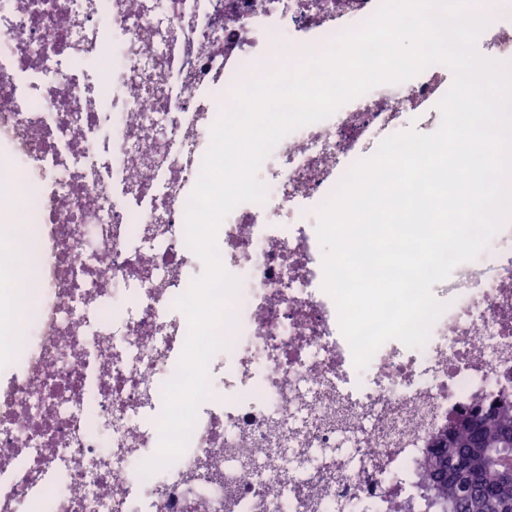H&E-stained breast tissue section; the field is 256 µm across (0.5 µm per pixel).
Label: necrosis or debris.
<instances>
[{
	"label": "necrosis or debris",
	"instance_id": "necrosis-or-debris-1",
	"mask_svg": "<svg viewBox=\"0 0 512 512\" xmlns=\"http://www.w3.org/2000/svg\"><path fill=\"white\" fill-rule=\"evenodd\" d=\"M381 0H0V191L35 190L38 317L0 378V512H392L449 416L512 390V214L434 284L426 344L357 370L323 290L316 210L372 147L450 88L434 64L285 136L264 202L221 223L238 282L227 348L181 455L153 473L163 389L188 331L176 298L205 266L187 205L218 117L204 94L324 52ZM512 66V16L480 34Z\"/></svg>",
	"mask_w": 512,
	"mask_h": 512
}]
</instances>
